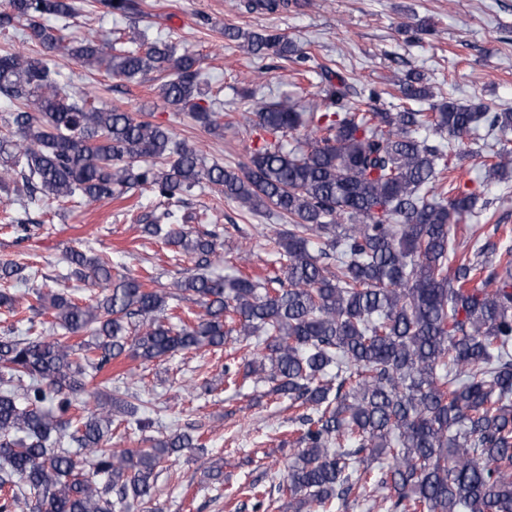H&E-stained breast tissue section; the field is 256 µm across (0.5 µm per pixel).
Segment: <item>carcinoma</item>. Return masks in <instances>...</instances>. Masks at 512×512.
<instances>
[{"label": "carcinoma", "mask_w": 512, "mask_h": 512, "mask_svg": "<svg viewBox=\"0 0 512 512\" xmlns=\"http://www.w3.org/2000/svg\"><path fill=\"white\" fill-rule=\"evenodd\" d=\"M109 12L141 13L138 0H103ZM249 13L288 0H244ZM75 0H0V31L24 23L23 47L0 49V95L13 103L0 140V189L32 200L75 195L88 203L147 190L167 207L143 227L204 267L222 232H195L182 196L203 183L250 213L284 220L271 255L282 275L191 273L174 290L112 273V259L73 249L67 274L99 289L82 303L33 289L0 291V309L51 317L62 336L29 321L26 336H0V512H159L157 469L199 447L185 433L109 447L117 415L150 401L112 384L121 358L144 365L178 351L223 349L233 339L238 377L300 404L293 459L273 484L282 512H512V249L469 225L493 200L445 184V143L484 140L486 177L512 179V108L433 97L411 74L383 92H356L352 77L318 66L321 101L302 109L248 95L258 130L247 162L206 166L199 152L148 114L109 108L62 90L48 53L114 78L167 69L165 104L223 133V104L202 89L201 59L171 41L139 37L135 49L70 38L41 22L68 19ZM246 54L276 56L308 72L306 48L275 30L224 29ZM17 239L35 235L10 217ZM204 307L198 315L192 305ZM85 337L80 343L72 342Z\"/></svg>", "instance_id": "1"}]
</instances>
